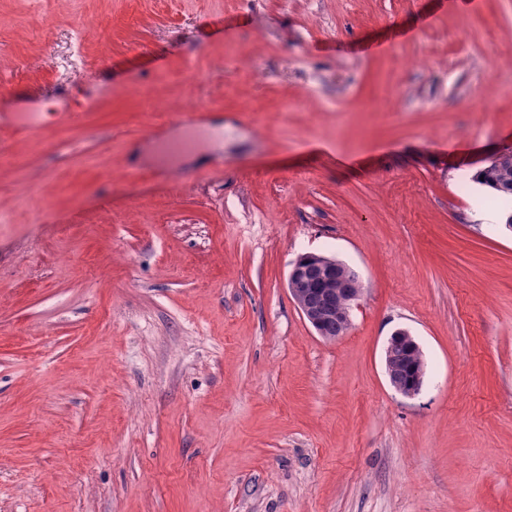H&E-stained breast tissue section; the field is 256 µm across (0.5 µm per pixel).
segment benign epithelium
Here are the masks:
<instances>
[{"label": "benign epithelium", "mask_w": 512, "mask_h": 512, "mask_svg": "<svg viewBox=\"0 0 512 512\" xmlns=\"http://www.w3.org/2000/svg\"><path fill=\"white\" fill-rule=\"evenodd\" d=\"M334 280L339 286L327 287ZM300 282L308 285L304 297L297 288ZM288 284L290 296L302 317L320 336L324 335L325 325L335 319L338 304L342 306L345 324H351L352 307L362 294L360 276L353 268L334 258L314 253L296 258L288 275ZM419 351V343L404 329L395 331L385 345V369L390 385L406 398H413L421 392L426 372L424 360H419L418 369L410 375L406 364L395 366V359L409 357Z\"/></svg>", "instance_id": "obj_1"}]
</instances>
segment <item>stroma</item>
Returning <instances> with one entry per match:
<instances>
[{"label":"stroma","mask_w":512,"mask_h":512,"mask_svg":"<svg viewBox=\"0 0 512 512\" xmlns=\"http://www.w3.org/2000/svg\"><path fill=\"white\" fill-rule=\"evenodd\" d=\"M147 98L223 151L132 158ZM41 108L0 129V512H512V231L470 178L512 0H0V114ZM307 252L362 281L332 341ZM339 286L336 288V281ZM301 282L310 286L304 287L306 296L303 298L297 284ZM332 282L328 288H323ZM289 293L299 309L302 317L307 320L322 338L343 336L348 330L339 317L332 321L324 335V327L336 316V302L342 306V317L345 324H351V310L362 294V283L359 274L350 266L335 258L306 253L299 255L292 263L288 275ZM347 329V330H346ZM414 352H419V367L412 375L407 373V360L399 366H395L397 357H410ZM385 369L390 385L397 393L406 398H413L421 392L425 376V364L422 350L415 338L406 330H396L387 340L385 349Z\"/></svg>","instance_id":"35a3bbf8"}]
</instances>
